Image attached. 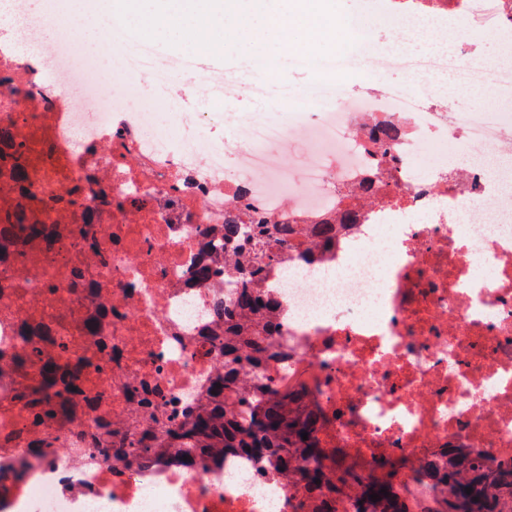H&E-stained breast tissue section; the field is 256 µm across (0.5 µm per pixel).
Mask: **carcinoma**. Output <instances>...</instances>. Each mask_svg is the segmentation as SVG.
<instances>
[{
	"mask_svg": "<svg viewBox=\"0 0 512 512\" xmlns=\"http://www.w3.org/2000/svg\"><path fill=\"white\" fill-rule=\"evenodd\" d=\"M375 125L378 138L371 151L382 164L392 157L396 134L385 117L377 118ZM0 161L19 172L26 162L25 149L15 147L0 156ZM0 226L16 237L43 235L27 202L16 203L1 216ZM295 236L309 246L320 239L295 225L267 221L241 205L225 222L224 277L234 280L239 292L232 307L218 308L216 315L224 317V340L232 341L235 349H224L226 371L218 380L220 387L211 388L184 426L171 435L169 445L191 462L208 450L249 453L280 464L294 484L317 490L329 499L354 496V512H402L401 489L394 480L401 461L390 460L378 471L354 462L336 465L316 438L322 417L312 398L300 392L272 396L262 377L256 376L250 383L236 371L239 365L252 362L248 345L262 317L260 298L252 288L276 263L272 244ZM29 358L34 372H20L19 398L28 407L31 426L44 427L65 408L79 377L68 363L42 358L35 342ZM304 432L308 433L306 440L302 439ZM434 480L440 505L427 503L422 506L424 512H512V462L472 457L457 450L448 456V467L435 472ZM373 493L376 502L370 499Z\"/></svg>",
	"mask_w": 512,
	"mask_h": 512,
	"instance_id": "carcinoma-1",
	"label": "carcinoma"
}]
</instances>
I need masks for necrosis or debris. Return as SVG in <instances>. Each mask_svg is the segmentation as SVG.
I'll return each mask as SVG.
<instances>
[{
	"label": "necrosis or debris",
	"instance_id": "necrosis-or-debris-1",
	"mask_svg": "<svg viewBox=\"0 0 512 512\" xmlns=\"http://www.w3.org/2000/svg\"><path fill=\"white\" fill-rule=\"evenodd\" d=\"M10 3L0 125L15 127L29 162L0 171L12 185L0 210L28 200L45 235L0 251V471L27 461L22 481L0 483V512H316L313 495L249 454L187 466L170 450L143 464L96 449L103 423L116 448L158 437L156 417L192 410L223 371L214 309L233 284L197 269L214 265L240 188L272 222L336 225L314 250L277 242L258 287L272 310L254 336L282 356L244 375L312 395L328 418L317 437L337 459L373 469L402 458L407 512L434 497L427 464L447 465L448 451L512 461V114L452 110L442 82L453 72L512 93V55L474 56L488 37L512 42V0H360L386 17L437 15L458 52L407 60L372 47L377 92L330 112L343 86L314 84L291 119L268 111L231 147L185 141L202 113L176 106L166 130L139 103L146 81L209 82L196 60L114 30L107 90L62 10L32 19L26 0ZM396 68L405 84L388 83ZM382 114L402 131L387 175L367 155ZM448 141L467 167L427 163ZM37 336L50 354L63 336L96 361L72 410L32 433L11 396L14 361ZM35 442L48 452L33 459Z\"/></svg>",
	"mask_w": 512,
	"mask_h": 512
}]
</instances>
